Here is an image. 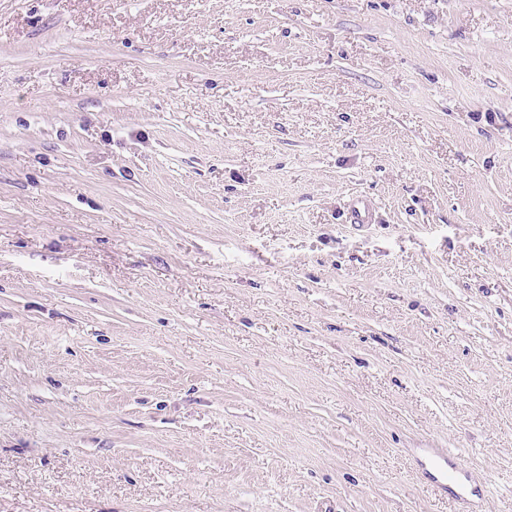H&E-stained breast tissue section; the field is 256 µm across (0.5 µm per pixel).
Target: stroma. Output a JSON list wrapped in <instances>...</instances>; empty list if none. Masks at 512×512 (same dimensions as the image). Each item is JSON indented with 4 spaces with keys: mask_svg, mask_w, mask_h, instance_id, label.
I'll list each match as a JSON object with an SVG mask.
<instances>
[{
    "mask_svg": "<svg viewBox=\"0 0 512 512\" xmlns=\"http://www.w3.org/2000/svg\"><path fill=\"white\" fill-rule=\"evenodd\" d=\"M421 448L512 512V0H0V512H456ZM419 464L436 485L453 491L462 512H474L470 508L473 497H488L489 477L485 474L476 483L473 468L458 452L445 448H421Z\"/></svg>",
    "mask_w": 512,
    "mask_h": 512,
    "instance_id": "stroma-1",
    "label": "stroma"
}]
</instances>
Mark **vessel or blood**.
<instances>
[{
	"label": "vessel or blood",
	"instance_id": "obj_1",
	"mask_svg": "<svg viewBox=\"0 0 512 512\" xmlns=\"http://www.w3.org/2000/svg\"><path fill=\"white\" fill-rule=\"evenodd\" d=\"M419 464L436 485L453 491L461 512H471L472 498L487 496L489 492L488 476H475L472 467L458 452L425 448L421 451Z\"/></svg>",
	"mask_w": 512,
	"mask_h": 512
}]
</instances>
